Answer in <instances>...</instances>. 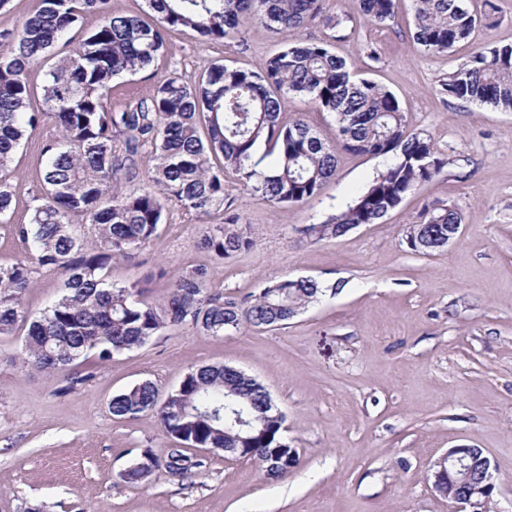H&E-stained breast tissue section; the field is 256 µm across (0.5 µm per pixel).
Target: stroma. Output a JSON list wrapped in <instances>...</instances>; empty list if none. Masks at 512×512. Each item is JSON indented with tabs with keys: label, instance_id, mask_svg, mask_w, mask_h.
<instances>
[{
	"label": "stroma",
	"instance_id": "35a3bbf8",
	"mask_svg": "<svg viewBox=\"0 0 512 512\" xmlns=\"http://www.w3.org/2000/svg\"><path fill=\"white\" fill-rule=\"evenodd\" d=\"M494 2L493 27L440 55L410 37L413 0H400L390 26L361 24L334 42L360 76L397 97L408 130L451 160L382 223L338 238L301 234L343 210L389 163L340 149L321 195L288 207L251 196L226 172L227 199L253 245L223 264L200 244L204 223H221L223 213L202 222L172 205L157 234L109 269L123 283L204 268L213 292L239 302L275 279L319 281L325 295L285 325L221 337L168 330L68 391L23 364V332L0 336V512H452L429 467L457 446L483 450L496 485L492 510L512 512V112L460 103L442 87L476 48L512 44V0ZM241 32L217 42L169 32L148 70L113 80V107L172 76L197 81L215 63L257 67L286 41L258 21ZM58 136L42 122L7 174L13 217L0 223V264L28 250L12 227L29 222L41 149ZM428 206L455 208L463 224L451 246L418 254L405 235ZM205 364L232 366L266 388L299 466L269 480L254 460L197 449L206 465L191 477L159 470L125 482L122 472L143 451L165 457L172 441L155 414L113 416V393L144 380L167 391Z\"/></svg>",
	"mask_w": 512,
	"mask_h": 512
}]
</instances>
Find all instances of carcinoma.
Wrapping results in <instances>:
<instances>
[{"label": "carcinoma", "mask_w": 512, "mask_h": 512, "mask_svg": "<svg viewBox=\"0 0 512 512\" xmlns=\"http://www.w3.org/2000/svg\"><path fill=\"white\" fill-rule=\"evenodd\" d=\"M158 18L114 14L109 0H40L39 8L16 30H0V173L14 161L21 142L45 118L59 128L57 141L45 145L41 193L30 222L14 225L30 251L0 264V336L27 327L23 363L37 372H63L69 390L95 377L114 355L148 344L171 328H189L221 337L243 326L272 328L315 302L319 282L282 278L269 281L258 295L239 303L208 288L203 269L185 270L166 284L158 303L143 296L164 271L114 284L112 260L142 247L157 234L170 205L199 220L224 209V171H233L246 191L267 202L288 206L317 198L335 178L336 147L328 146L302 119L284 121L290 98H300L334 114L336 140L356 154L393 155L346 208L302 233L319 240L340 237L361 224H375L417 188L440 175L449 159L431 139L407 130L398 99L381 85L356 79L347 61L331 49L346 37L353 18L324 13V0H147ZM412 39L438 55L467 40L475 28L492 21L494 0L471 11L464 0H413ZM398 0H358V12L374 27L396 17ZM96 13L99 25L67 53L71 32L83 16ZM247 19L275 33H301L318 24L332 31L316 41L298 38L255 69L216 65L192 86L177 77L156 84L152 94L115 112L112 81L149 69L162 53L166 33L179 28L205 41L232 39ZM43 70L42 108H31L34 87L29 71ZM443 88L461 102L512 112V45L478 48ZM153 147L147 182L126 191L114 189L118 176L132 182L142 150ZM261 156H256L259 148ZM222 158L217 166L213 159ZM13 193L0 180V221L12 217ZM80 215L85 228L72 223ZM463 217L453 208H433L415 225V253L443 247L444 238ZM238 212L209 228L201 246L218 261L248 249L253 241ZM62 277V289L40 315L31 316L25 295L33 286L34 266ZM163 403L150 380L112 395L109 409L120 418L156 414L181 446L169 449L165 470L184 478L203 462L189 448H243L264 475L280 480L299 465L296 451L283 442L284 415L264 386L223 365L189 370ZM234 403L256 420L240 430L224 419V403ZM484 481L482 456L471 459L469 474L448 481V495Z\"/></svg>", "instance_id": "obj_1"}]
</instances>
